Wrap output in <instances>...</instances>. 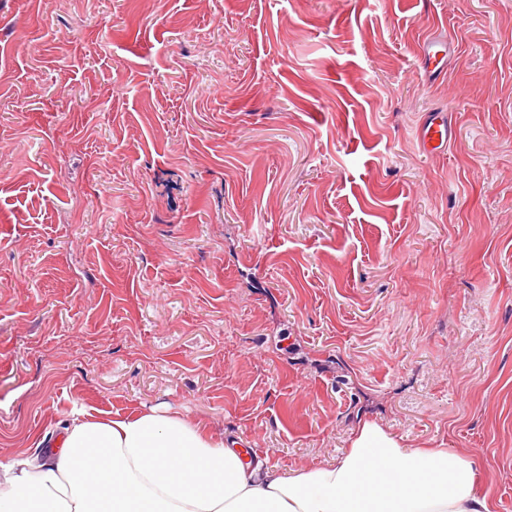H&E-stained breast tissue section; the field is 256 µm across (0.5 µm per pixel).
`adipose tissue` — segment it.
Masks as SVG:
<instances>
[{
    "mask_svg": "<svg viewBox=\"0 0 512 512\" xmlns=\"http://www.w3.org/2000/svg\"><path fill=\"white\" fill-rule=\"evenodd\" d=\"M0 512H490L472 462L360 422L336 462L283 471L169 409L68 422L0 463Z\"/></svg>",
    "mask_w": 512,
    "mask_h": 512,
    "instance_id": "1",
    "label": "adipose tissue"
}]
</instances>
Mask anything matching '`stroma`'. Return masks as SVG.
<instances>
[{
  "label": "stroma",
  "instance_id": "35a3bbf8",
  "mask_svg": "<svg viewBox=\"0 0 512 512\" xmlns=\"http://www.w3.org/2000/svg\"><path fill=\"white\" fill-rule=\"evenodd\" d=\"M156 406L512 512V0H0V462ZM450 51L448 42L436 36H427L420 49L419 66L425 76H441L445 72L446 59ZM417 136L429 152L447 149L454 138V128L448 113L441 110L427 114L418 127Z\"/></svg>",
  "mask_w": 512,
  "mask_h": 512
}]
</instances>
